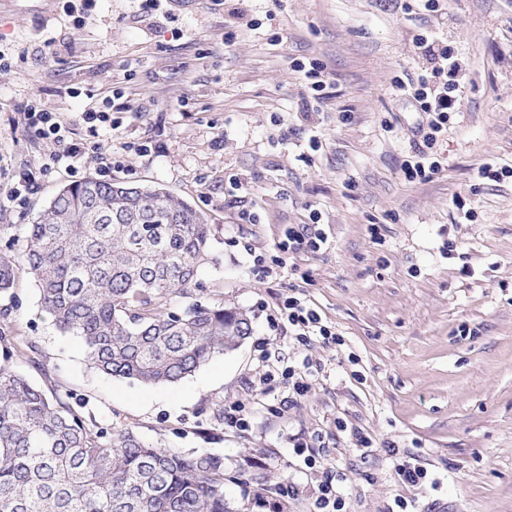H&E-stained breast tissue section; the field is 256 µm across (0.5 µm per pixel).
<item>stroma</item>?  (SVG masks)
<instances>
[{"label": "stroma", "mask_w": 512, "mask_h": 512, "mask_svg": "<svg viewBox=\"0 0 512 512\" xmlns=\"http://www.w3.org/2000/svg\"><path fill=\"white\" fill-rule=\"evenodd\" d=\"M426 32L463 62L461 107L435 146L442 170L410 182L425 116L391 82L426 68L413 46ZM297 61L320 64L322 93ZM115 92L118 128L75 167L26 128L35 96L83 140L81 112ZM489 161L512 168V0H95L82 24L69 0H0V188L27 173L34 185L24 203L0 201V224L24 238L60 187L107 169L164 186L210 217L194 298L252 326L176 384L112 378L21 270L0 294L14 307L0 318L17 340L9 364L146 444L223 456L238 512H261L240 486L261 475L286 492L283 512H318L326 468L346 512H512V178H478ZM312 222L318 251L280 250ZM291 295L343 345L274 331ZM305 359L315 374L298 396L280 372ZM237 405L243 431L216 419ZM391 443L426 469L421 485L395 479Z\"/></svg>", "instance_id": "1"}]
</instances>
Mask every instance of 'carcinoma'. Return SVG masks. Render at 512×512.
<instances>
[{"label":"carcinoma","instance_id":"carcinoma-1","mask_svg":"<svg viewBox=\"0 0 512 512\" xmlns=\"http://www.w3.org/2000/svg\"><path fill=\"white\" fill-rule=\"evenodd\" d=\"M207 215L162 186L88 176L59 189L17 255H0V293L22 265L41 310L79 337L101 373L172 384L249 336L247 315L188 298L209 257ZM0 512H233L224 457L154 448L74 411L0 364Z\"/></svg>","mask_w":512,"mask_h":512}]
</instances>
